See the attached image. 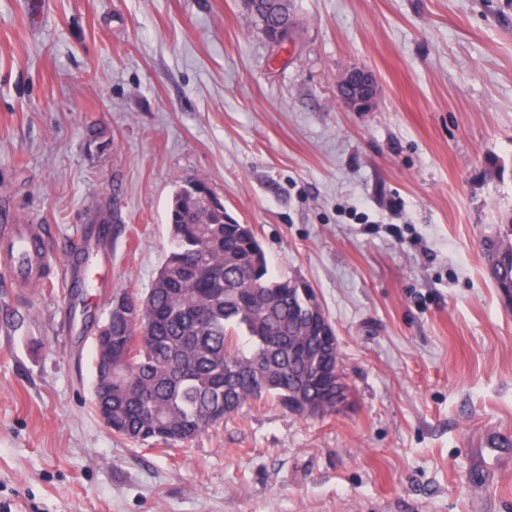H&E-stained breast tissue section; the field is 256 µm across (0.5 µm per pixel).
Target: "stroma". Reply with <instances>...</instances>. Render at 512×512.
Wrapping results in <instances>:
<instances>
[{"label": "stroma", "mask_w": 512, "mask_h": 512, "mask_svg": "<svg viewBox=\"0 0 512 512\" xmlns=\"http://www.w3.org/2000/svg\"><path fill=\"white\" fill-rule=\"evenodd\" d=\"M294 3L276 57L241 0H0V225L47 226L61 265L100 205L122 215L81 313L59 272L0 276L12 512H512V447L490 445L512 438V306L479 247L512 219V0ZM353 64L372 111L337 95ZM196 178L315 292L338 414L249 403L172 449L98 417L97 323L146 294ZM376 74L365 67H348L338 82V92L344 105L355 112H369L379 95Z\"/></svg>", "instance_id": "1"}]
</instances>
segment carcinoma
Here are the masks:
<instances>
[{
  "label": "carcinoma",
  "instance_id": "obj_1",
  "mask_svg": "<svg viewBox=\"0 0 512 512\" xmlns=\"http://www.w3.org/2000/svg\"><path fill=\"white\" fill-rule=\"evenodd\" d=\"M274 29L296 27L291 0H260ZM170 250L160 284L145 299L151 312L138 325L112 320L96 352L112 355V431L133 442H191L208 425L234 418L251 401L299 396L336 407L339 365L325 327L307 315L298 281L269 274L253 228L210 209L180 186L168 206ZM488 277L512 294V221L482 237Z\"/></svg>",
  "mask_w": 512,
  "mask_h": 512
}]
</instances>
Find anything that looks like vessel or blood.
Instances as JSON below:
<instances>
[{
  "label": "vessel or blood",
  "mask_w": 512,
  "mask_h": 512,
  "mask_svg": "<svg viewBox=\"0 0 512 512\" xmlns=\"http://www.w3.org/2000/svg\"><path fill=\"white\" fill-rule=\"evenodd\" d=\"M52 260L43 225L16 223L0 226V275L15 287L23 288L40 281ZM63 276L65 280L80 282L87 288L100 287L103 282L89 260L66 264Z\"/></svg>",
  "instance_id": "vessel-or-blood-1"
}]
</instances>
